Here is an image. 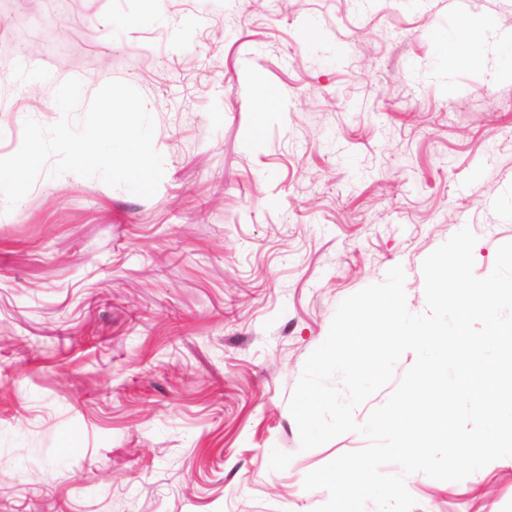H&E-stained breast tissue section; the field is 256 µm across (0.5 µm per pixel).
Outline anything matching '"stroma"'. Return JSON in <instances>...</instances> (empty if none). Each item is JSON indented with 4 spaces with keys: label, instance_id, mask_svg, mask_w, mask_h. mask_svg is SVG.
Here are the masks:
<instances>
[{
    "label": "stroma",
    "instance_id": "obj_1",
    "mask_svg": "<svg viewBox=\"0 0 512 512\" xmlns=\"http://www.w3.org/2000/svg\"><path fill=\"white\" fill-rule=\"evenodd\" d=\"M485 23L478 62L448 51ZM120 80L156 194L41 174L0 200V512H313L289 400L342 300L462 228L512 242V0H0V156L57 87ZM414 512H512V460L406 479Z\"/></svg>",
    "mask_w": 512,
    "mask_h": 512
}]
</instances>
